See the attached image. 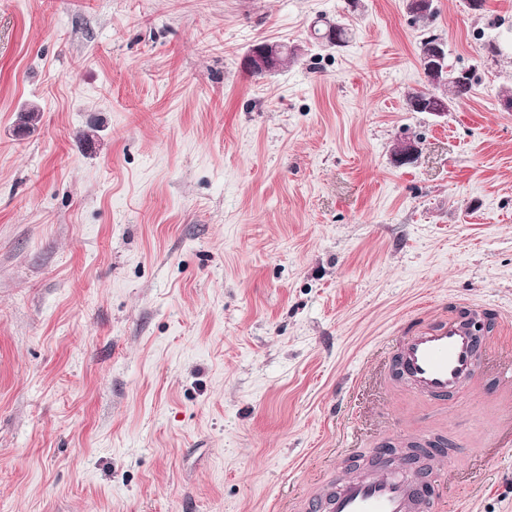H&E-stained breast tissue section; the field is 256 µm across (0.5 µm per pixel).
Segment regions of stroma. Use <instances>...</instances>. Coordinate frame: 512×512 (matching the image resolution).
Instances as JSON below:
<instances>
[{"instance_id":"obj_1","label":"stroma","mask_w":512,"mask_h":512,"mask_svg":"<svg viewBox=\"0 0 512 512\" xmlns=\"http://www.w3.org/2000/svg\"><path fill=\"white\" fill-rule=\"evenodd\" d=\"M428 28L473 73L442 119L405 105ZM511 35L512 0H0V512H292L422 436L448 512H512ZM262 40L302 53L255 76ZM464 302L481 389L397 384Z\"/></svg>"}]
</instances>
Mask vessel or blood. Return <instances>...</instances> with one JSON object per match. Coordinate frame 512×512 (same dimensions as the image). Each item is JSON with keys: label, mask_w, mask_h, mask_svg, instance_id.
Returning <instances> with one entry per match:
<instances>
[{"label": "vessel or blood", "mask_w": 512, "mask_h": 512, "mask_svg": "<svg viewBox=\"0 0 512 512\" xmlns=\"http://www.w3.org/2000/svg\"><path fill=\"white\" fill-rule=\"evenodd\" d=\"M483 313V307L470 306L395 337L391 355L401 380L418 395L442 400L475 391L480 385L478 358L491 348L478 324ZM301 502L304 512H440L441 507L435 489L403 467L337 485L320 482Z\"/></svg>", "instance_id": "b4317fda"}]
</instances>
